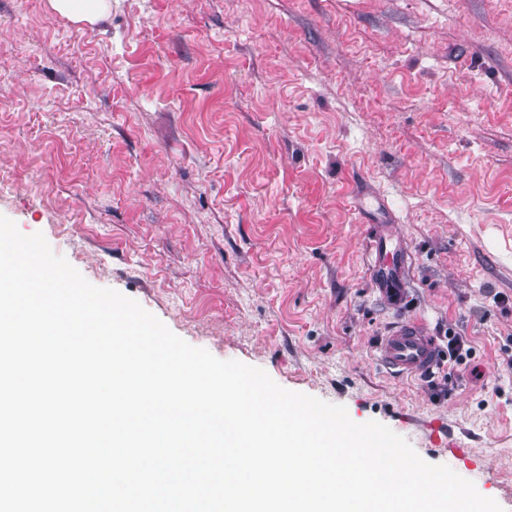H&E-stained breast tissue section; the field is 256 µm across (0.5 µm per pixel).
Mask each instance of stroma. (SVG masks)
<instances>
[{
  "label": "stroma",
  "mask_w": 512,
  "mask_h": 512,
  "mask_svg": "<svg viewBox=\"0 0 512 512\" xmlns=\"http://www.w3.org/2000/svg\"><path fill=\"white\" fill-rule=\"evenodd\" d=\"M0 215L512 512V0H0ZM408 301L367 270L378 224ZM420 319L402 377L376 346ZM48 6L74 23L93 26L110 12L112 0H48ZM374 256L368 270L372 284L401 306L408 294L409 251L388 227H378L372 241ZM378 353L382 365L400 375L430 373L440 363L435 339L414 319L397 322L382 339Z\"/></svg>",
  "instance_id": "obj_1"
}]
</instances>
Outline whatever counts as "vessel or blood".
Wrapping results in <instances>:
<instances>
[{"mask_svg":"<svg viewBox=\"0 0 512 512\" xmlns=\"http://www.w3.org/2000/svg\"><path fill=\"white\" fill-rule=\"evenodd\" d=\"M374 256L368 270L372 284L395 305L408 294L409 252L388 227H379L373 239ZM378 358L387 369L407 376L432 372L439 363V349L426 327L414 319L397 322L382 339Z\"/></svg>","mask_w":512,"mask_h":512,"instance_id":"obj_1","label":"vessel or blood"}]
</instances>
